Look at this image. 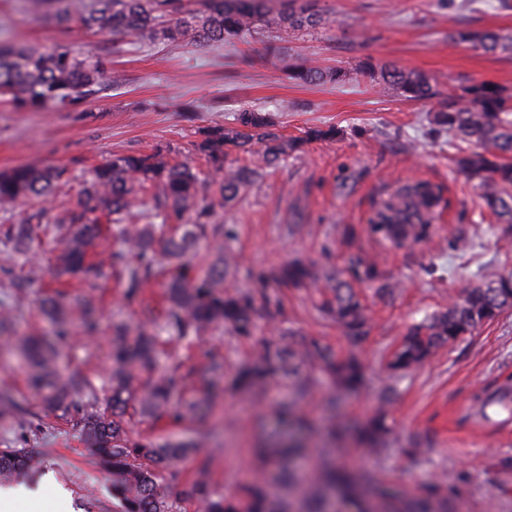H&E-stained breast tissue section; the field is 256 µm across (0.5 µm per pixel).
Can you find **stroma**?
Masks as SVG:
<instances>
[{"label":"stroma","mask_w":512,"mask_h":512,"mask_svg":"<svg viewBox=\"0 0 512 512\" xmlns=\"http://www.w3.org/2000/svg\"><path fill=\"white\" fill-rule=\"evenodd\" d=\"M462 0H321L330 23L278 41L262 29L218 50H198L158 43L134 49L112 34L74 26L68 29L29 14L24 0H0V37L16 45L45 48L64 41L82 53L108 52L114 86L70 111L31 112L0 101V171L19 165L62 166L64 182L47 206L50 222L77 208L92 166L123 153L169 151L182 159L202 129L232 121L237 111L270 112L277 134L301 137L316 127L333 126L343 135L312 141L302 152L268 170L263 180L242 190L239 200L216 210L217 224L233 226L228 248L236 262L225 284L249 290L251 274L300 256L321 266L344 268L349 259L376 261L399 289L389 299L368 298L370 331L356 354L366 370L364 386L337 394L334 380L320 367L303 372L310 392L298 395L293 384L277 378L242 390L235 378L267 340L284 331L346 350L341 330L322 318L319 292L282 288L283 316L271 323L258 317L253 336L214 332L176 344L194 371L188 394L201 398L198 379L210 356L224 359V396L207 406L200 421L178 427L167 420L130 425L136 439L194 438L206 434L205 461L192 458L166 474L169 492L179 493L206 464L213 493L230 495L261 479L277 495V473L256 451L281 432L276 413L285 404L307 419L312 429L306 444L324 448V433L333 424L362 423L380 415L389 428L379 454L357 447L349 438L328 448L337 463L366 466L393 488H412L443 480L454 495L457 512H512V418L478 422L470 417L473 396L512 380V310L483 325L473 335L440 351L422 368L393 381L385 358L407 328L425 315L463 297L489 272H512V236L497 229L483 206L480 191L458 174L445 137L434 134L425 119L446 103L445 91L487 82L512 93V53H484L452 41L461 27L512 34V0H479L461 9ZM308 59L323 68L341 67L351 79L341 86L289 80V58ZM425 74L441 97L407 100L357 79L365 59ZM427 180L441 199L429 237L420 243L393 246L367 232L373 200L404 182ZM107 233L105 246L116 258L104 277L82 281L60 271L52 236H41L39 285L24 291L17 282L25 262L0 243V301L20 333L48 329L40 312L46 297H59L71 310L84 300L99 309V331L87 336L74 329L61 346L62 375L80 374L106 398L110 324L136 322L144 310L160 315L165 302L158 283H150L139 306L122 298V246L111 218L99 216ZM356 235L345 240L346 227ZM465 249H452L459 235ZM8 390L17 408L0 415V448H29L42 463L30 476L5 481L0 489L24 488L44 495L48 512H120L112 496V477L86 450L74 418L45 415L27 387L25 368L10 346L0 347V390ZM339 396L336 413L326 401ZM420 438L423 449L410 451Z\"/></svg>","instance_id":"obj_1"}]
</instances>
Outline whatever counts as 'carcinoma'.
<instances>
[{"mask_svg":"<svg viewBox=\"0 0 512 512\" xmlns=\"http://www.w3.org/2000/svg\"><path fill=\"white\" fill-rule=\"evenodd\" d=\"M38 16H50L61 25L76 22L87 29L106 30L133 47L151 42L219 49L259 27L274 30L283 40L299 31L328 23L317 0H287L275 10L271 0H27ZM458 44L486 52H512V35L491 29L461 27L452 35ZM362 77L382 90H394L410 100L429 99L438 90L422 73L372 60L361 68ZM110 62L99 55H83L62 42L44 50L14 47L0 42V95L17 109H74L98 96L109 86ZM288 77L305 84H344L349 73L343 68H320L296 64ZM431 130L445 134L459 149L458 169L482 189L484 206L502 229H512V95L494 84L475 83L448 93V104L430 114ZM273 117L261 109H244L234 122L201 133L193 152L209 168L212 185L201 182L186 158L171 163L164 151L150 154H117L95 166L89 174L80 207L67 212L60 232L57 263L84 280L101 276L104 261L89 259L90 248L101 237L97 211L127 214L137 205L163 215L172 224L159 232L154 224H122L117 235L130 255L123 272L124 301H143V290L158 280L164 288L166 306L158 320L133 325H113L112 352L108 369L109 396L105 407L97 406L96 390L86 378L61 377L56 370L60 344L70 335L69 313L55 298L43 300V313L50 319L51 336H28L16 347L26 364L29 379L42 397L48 415L75 414L88 451L100 466L112 473V493L122 512H181V502L193 500L202 512H455L454 499L445 483L430 480L411 492H390L367 470H349L320 460L310 470L307 447L300 441L277 444L267 463L285 478L295 502L273 501L260 483L241 488L234 495L215 496L206 481V468L176 498L164 487V473L176 470L189 456H200L205 437L190 442L170 439L150 441L129 437L122 418L132 409L142 418H166L175 423L190 421L198 402L186 397L192 374L166 343L229 329L237 336L252 335L256 328V299L264 302L267 319L282 315L274 288L322 286L327 295L320 312L341 328L350 352L340 354L330 346L307 340L294 332L265 342L250 365L239 375L246 388L286 376L305 393L309 386L299 380L303 367L316 364L333 376L336 385L356 389L363 382L362 365L354 350L370 331L366 307L354 288L364 283L384 299L397 285L378 266L359 258L350 260L347 276L334 269H318L293 259L273 269L252 274V289L240 291L224 286V270L230 258L224 255V239L232 228L216 231L211 187L226 203L236 200L249 184L262 178L266 169L298 153L312 140H333L335 127L316 128L304 138L283 139L273 133ZM263 145L260 159L234 166L231 157L252 152ZM61 167L17 166L0 172V210L18 204H36L19 224L6 232L13 247L32 249L33 234L46 217L45 204L64 180ZM440 190L427 181L395 187L376 201L369 219L371 236L392 244L420 243L436 218ZM209 242L215 257L207 268L195 260L198 245ZM512 310V275L490 273L480 285L454 301L447 310L412 325L387 356V368L396 379L418 370L442 349L472 334L501 313ZM224 381V361L210 360L209 393ZM512 406V388L480 396L472 416L489 419L487 408ZM387 427L372 420L360 441L378 450ZM39 452L26 448H0V477L10 478L36 471Z\"/></svg>","mask_w":512,"mask_h":512,"instance_id":"cac0c4a2","label":"carcinoma"}]
</instances>
